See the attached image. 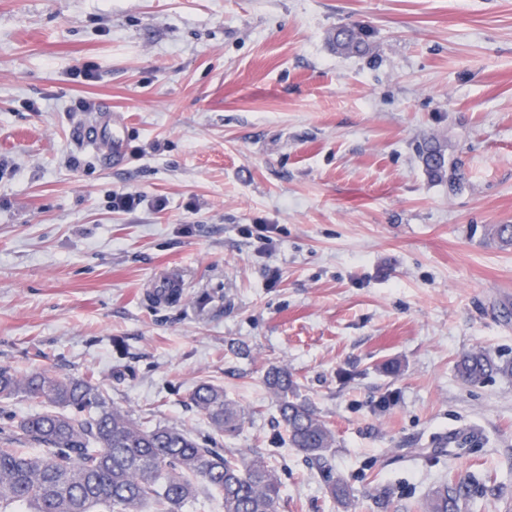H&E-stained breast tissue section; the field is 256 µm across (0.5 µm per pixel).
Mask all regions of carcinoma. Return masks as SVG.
Returning <instances> with one entry per match:
<instances>
[{"mask_svg": "<svg viewBox=\"0 0 512 512\" xmlns=\"http://www.w3.org/2000/svg\"><path fill=\"white\" fill-rule=\"evenodd\" d=\"M334 45L342 53L369 52L367 34L355 27L337 28ZM421 154L431 176L457 188L456 161L434 145L422 147ZM456 371L465 382L482 384L495 375L512 376V361L472 351L459 358ZM266 383L288 446L312 464L324 463L336 445L332 430L296 397L287 369L270 368ZM19 398L40 399L49 409L16 421L0 408V432L13 444L0 446V512L14 505L21 512L28 505L34 512H182L209 492L221 497L224 512H278L284 482L269 459L224 449V435L241 428L242 416L218 387L203 383L190 393L209 425L199 434L132 418L110 404L91 372L64 379L47 371L19 376L0 366V401ZM325 482L333 501L347 500L342 479L329 471ZM462 496V484H445L429 498L426 512H457Z\"/></svg>", "mask_w": 512, "mask_h": 512, "instance_id": "obj_1", "label": "carcinoma"}]
</instances>
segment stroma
<instances>
[{
    "instance_id": "1",
    "label": "stroma",
    "mask_w": 512,
    "mask_h": 512,
    "mask_svg": "<svg viewBox=\"0 0 512 512\" xmlns=\"http://www.w3.org/2000/svg\"><path fill=\"white\" fill-rule=\"evenodd\" d=\"M342 25L367 55L337 52ZM93 69L87 81L77 76ZM107 104L127 161L73 137ZM457 159L431 178L424 141ZM136 193L132 209L111 196ZM268 225L260 240V225ZM512 0H0V366L93 372L116 406L191 433L223 388L264 453V376L298 382L350 489L293 449L279 512H512ZM177 271L181 295L152 300ZM456 371L465 382L482 384L494 375L512 376V361L496 358L486 351H472L459 358ZM464 495L463 485L445 484L435 491L426 504V512H455L460 498Z\"/></svg>"
}]
</instances>
